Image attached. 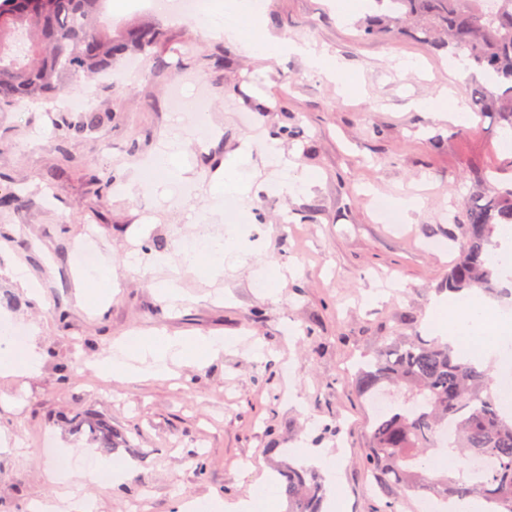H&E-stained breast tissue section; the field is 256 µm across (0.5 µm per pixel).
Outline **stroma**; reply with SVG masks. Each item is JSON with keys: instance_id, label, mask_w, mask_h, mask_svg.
Segmentation results:
<instances>
[{"instance_id": "1", "label": "stroma", "mask_w": 512, "mask_h": 512, "mask_svg": "<svg viewBox=\"0 0 512 512\" xmlns=\"http://www.w3.org/2000/svg\"><path fill=\"white\" fill-rule=\"evenodd\" d=\"M241 40L203 35L169 20L147 0H117L113 29L159 23L166 42L134 73L80 83L100 113L97 130L64 137L76 112L61 102L0 112V189L20 201L0 212V319L19 324L25 345L44 355L39 375L0 379V512H33L64 490L77 458L100 450L68 427L91 413L127 439L111 455L122 479L80 495L90 512H178L182 501L245 499L300 454L324 458L336 481L323 512H384L385 499L359 459L372 408L354 391V374L379 336L432 338L427 321L457 246L448 229L468 197L469 169L480 163L512 184V152L491 122L459 134L417 110L420 99L468 105L463 69L401 36L365 39L356 24L371 0H264ZM309 43L344 62L359 91L340 93L320 69L287 52L251 56L254 32ZM225 68L211 66L215 54ZM409 60L406 68L398 60ZM205 94L213 134L198 144L169 94ZM184 142L185 179L167 173L129 184V166L173 138ZM109 149H102L101 140ZM251 155L262 189L227 225L214 211L211 177L239 151ZM314 182L282 194L278 158ZM417 194L411 220L387 223L376 199ZM230 236L238 261L220 271L179 265L182 244L200 231ZM93 243L112 264V295L99 304L74 250ZM169 260L161 266L155 261ZM25 266L40 285L28 295L13 279ZM171 281L186 294L168 306L156 291ZM158 329L171 336H224L222 355L180 365L170 378L116 381L97 363L118 342Z\"/></svg>"}]
</instances>
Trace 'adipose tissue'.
<instances>
[{
  "instance_id": "obj_1",
  "label": "adipose tissue",
  "mask_w": 512,
  "mask_h": 512,
  "mask_svg": "<svg viewBox=\"0 0 512 512\" xmlns=\"http://www.w3.org/2000/svg\"><path fill=\"white\" fill-rule=\"evenodd\" d=\"M231 256L227 240L200 233L187 241L182 261L189 267L218 271ZM438 307L445 310L446 316L432 323L435 335L454 345L473 340L474 346L467 353L469 359L484 365L499 363L505 354L504 342L512 338V315L496 314L476 289L439 301ZM224 344L221 336L189 338L151 333L119 347L102 362L101 369L123 379L140 377L145 371L160 376L167 373L169 361L202 364L218 357Z\"/></svg>"
}]
</instances>
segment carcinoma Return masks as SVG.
<instances>
[{
	"instance_id": "obj_1",
	"label": "carcinoma",
	"mask_w": 512,
	"mask_h": 512,
	"mask_svg": "<svg viewBox=\"0 0 512 512\" xmlns=\"http://www.w3.org/2000/svg\"><path fill=\"white\" fill-rule=\"evenodd\" d=\"M105 0H0V110L49 100L83 79L108 72L131 51L153 52L164 41L160 24L112 34L104 20ZM386 10L358 23L363 37L408 35L460 61L470 71V107L475 116L494 114L497 126L512 131V0H374ZM98 123L97 111L66 123V135ZM473 189L455 229L459 256L442 287L451 293L477 288L506 292L496 272L492 236L512 224V187L499 189L489 172L472 168ZM354 376L357 393L368 400L393 389L392 401L375 415L367 432L362 467L374 476L395 512L404 498L428 496L446 504L481 499L491 512H512V423L492 394L489 370L464 358L447 343L417 336H381ZM70 427L87 435L106 454L126 439L108 419L88 414ZM435 448L457 454L458 475L429 471L420 458ZM486 458L490 466L472 471L467 462ZM280 490L289 512H321L320 474L303 465L281 472Z\"/></svg>"
}]
</instances>
